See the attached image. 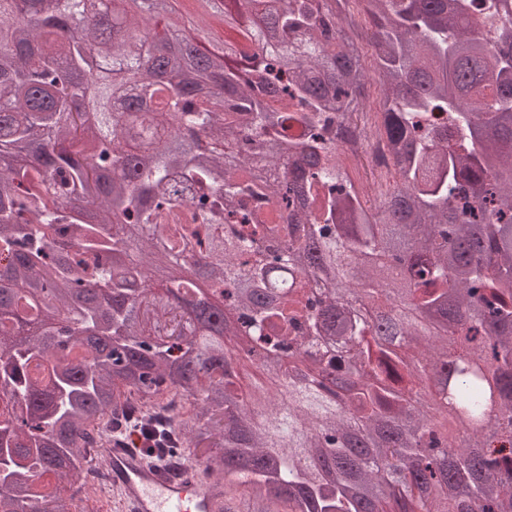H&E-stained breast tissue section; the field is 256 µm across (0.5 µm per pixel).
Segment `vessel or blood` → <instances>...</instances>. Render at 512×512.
<instances>
[{
  "instance_id": "vessel-or-blood-1",
  "label": "vessel or blood",
  "mask_w": 512,
  "mask_h": 512,
  "mask_svg": "<svg viewBox=\"0 0 512 512\" xmlns=\"http://www.w3.org/2000/svg\"><path fill=\"white\" fill-rule=\"evenodd\" d=\"M104 454L111 474L112 512H217L219 499L191 465L179 476L140 458L124 441L112 440Z\"/></svg>"
}]
</instances>
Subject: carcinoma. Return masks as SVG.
Wrapping results in <instances>:
<instances>
[{"instance_id":"cac0c4a2","label":"carcinoma","mask_w":512,"mask_h":512,"mask_svg":"<svg viewBox=\"0 0 512 512\" xmlns=\"http://www.w3.org/2000/svg\"><path fill=\"white\" fill-rule=\"evenodd\" d=\"M99 2L0 0V512H57L132 401L167 411L145 447L202 467L222 512H512V435L473 447L424 399L452 392L477 437L493 397L512 427V0L493 47L470 0H368L363 26L352 0H220L224 31L158 66L194 19ZM359 29L394 173L376 205L329 160L364 104ZM283 349L311 381L256 358Z\"/></svg>"}]
</instances>
